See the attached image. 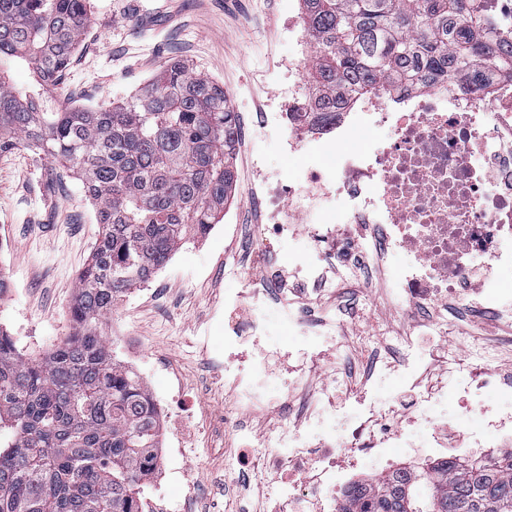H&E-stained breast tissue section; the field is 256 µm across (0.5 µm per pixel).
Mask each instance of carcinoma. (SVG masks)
<instances>
[{
    "instance_id": "carcinoma-1",
    "label": "carcinoma",
    "mask_w": 512,
    "mask_h": 512,
    "mask_svg": "<svg viewBox=\"0 0 512 512\" xmlns=\"http://www.w3.org/2000/svg\"><path fill=\"white\" fill-rule=\"evenodd\" d=\"M309 84L324 118L356 100L438 79L488 97L512 77V38L482 0H302ZM90 0H0V155L23 145L69 165L102 233L78 275L74 331L41 357L0 329V512H139L152 476L158 414L139 375L102 332L112 307L204 235L235 183L236 114L224 88L179 61L131 100L37 112L60 84L90 21ZM37 74L31 96L11 62ZM340 512H512V453L448 458L354 483Z\"/></svg>"
}]
</instances>
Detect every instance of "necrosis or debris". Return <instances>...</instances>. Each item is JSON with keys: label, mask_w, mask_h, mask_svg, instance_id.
Listing matches in <instances>:
<instances>
[{"label": "necrosis or debris", "mask_w": 512, "mask_h": 512, "mask_svg": "<svg viewBox=\"0 0 512 512\" xmlns=\"http://www.w3.org/2000/svg\"><path fill=\"white\" fill-rule=\"evenodd\" d=\"M288 100L261 113L263 127L277 128L283 148L301 154L294 167L271 173L264 158L252 161L262 178L267 223L253 233L256 254L307 231L313 253L289 257L240 273L242 286L224 298V387L229 405L224 430L238 436L241 456L227 457L224 476L229 488H243L247 476L267 486L274 512H310L338 498L340 459L349 467L353 447L375 449L380 472H388L389 449L410 447L401 430L376 438V401L358 398L360 419L347 425L348 437L337 440L343 405L328 388L311 389L307 349L283 347L279 360L297 364L281 378V398L272 402L263 381L266 361L241 353L244 344L259 345L265 334L257 307L277 300L278 313L293 330L305 328V305L317 303L337 283L380 281L386 297L420 311L416 333L392 337L386 355L373 370L397 369L413 383L425 365L420 337L442 329L439 314L450 298L475 291L474 309L502 316L512 299V81L494 78L491 97L466 91L457 80H441L426 90L407 91L400 106L375 94L356 112L321 122L301 88L295 71L287 73ZM405 251L409 262L384 275L386 255ZM335 257L333 273L322 261ZM279 407L276 430L251 443L247 421Z\"/></svg>", "instance_id": "necrosis-or-debris-1"}]
</instances>
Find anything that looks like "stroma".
Here are the masks:
<instances>
[{"instance_id": "obj_1", "label": "stroma", "mask_w": 512, "mask_h": 512, "mask_svg": "<svg viewBox=\"0 0 512 512\" xmlns=\"http://www.w3.org/2000/svg\"><path fill=\"white\" fill-rule=\"evenodd\" d=\"M90 23L65 79L39 100V111L72 104L94 107L129 97L171 59L182 61L224 88L239 116L234 159L236 182L213 229L185 244L146 284L133 288L103 323L118 359L140 374L156 393L184 392L193 399L188 427L205 440L187 439L185 453L196 471L186 486L176 471H156L141 490L142 512H236L224 490V455L237 453V440L224 432V318L213 310L239 288L225 275L232 262L249 268L251 235L265 215L256 202L261 185L251 159L261 155L270 169L283 164L276 135L259 126L280 90L282 59L291 57L289 19H301V0H91ZM100 226L81 181L61 162L20 147L0 155V272L11 282L0 296V327L20 351L38 355L72 331L69 307L77 275L88 259ZM344 312L342 354L328 351L312 368L314 384L332 381L338 359L352 374L336 387L337 398L367 390L379 403L396 402L397 420L415 414L412 396L398 373L371 375L383 339L411 330L414 313L387 300L376 285H338L313 306V323L301 340L319 342L327 311ZM512 321L473 316L467 305L448 304L443 333L423 338L427 369L421 387L439 388L449 376L450 355L477 344L500 345L491 374L512 379ZM466 417L458 404L444 405L433 422L439 448H396L393 467H425L439 457L478 461L498 456L495 448H463L457 430Z\"/></svg>"}]
</instances>
